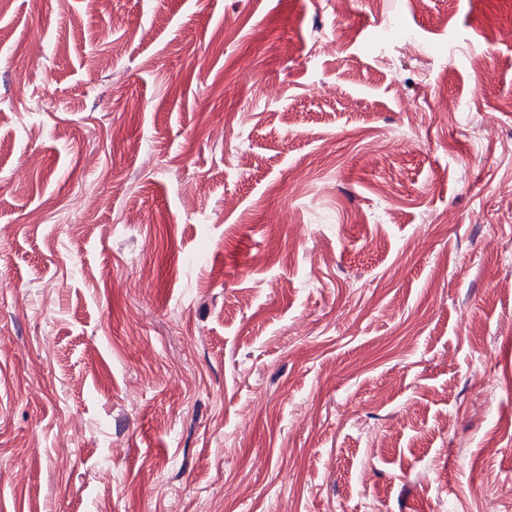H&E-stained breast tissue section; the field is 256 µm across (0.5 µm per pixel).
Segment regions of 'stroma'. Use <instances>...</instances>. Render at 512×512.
<instances>
[{"mask_svg":"<svg viewBox=\"0 0 512 512\" xmlns=\"http://www.w3.org/2000/svg\"><path fill=\"white\" fill-rule=\"evenodd\" d=\"M510 186L512 0H0V512H512Z\"/></svg>","mask_w":512,"mask_h":512,"instance_id":"stroma-1","label":"stroma"}]
</instances>
